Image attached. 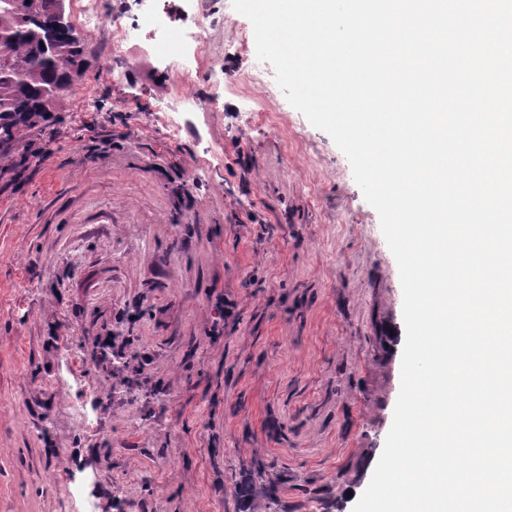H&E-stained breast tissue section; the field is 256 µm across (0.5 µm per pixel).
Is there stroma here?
Listing matches in <instances>:
<instances>
[{
	"instance_id": "35a3bbf8",
	"label": "stroma",
	"mask_w": 512,
	"mask_h": 512,
	"mask_svg": "<svg viewBox=\"0 0 512 512\" xmlns=\"http://www.w3.org/2000/svg\"><path fill=\"white\" fill-rule=\"evenodd\" d=\"M148 44L84 39L53 119L0 147V512H244L251 484L265 512H353L406 340L379 215L285 95L258 110L255 45L176 114Z\"/></svg>"
}]
</instances>
